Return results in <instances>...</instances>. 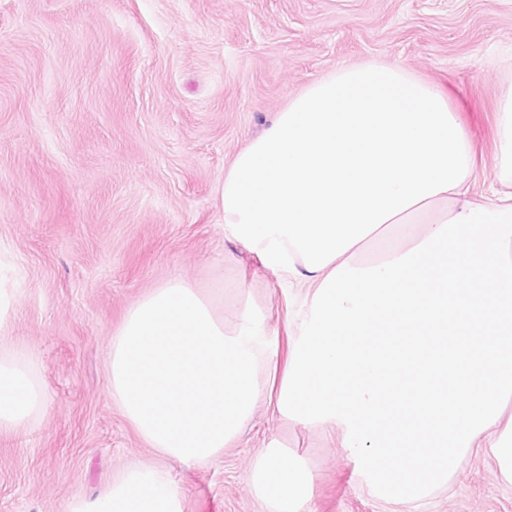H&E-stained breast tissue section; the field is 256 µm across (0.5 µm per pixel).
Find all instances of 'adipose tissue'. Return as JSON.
Listing matches in <instances>:
<instances>
[{
  "label": "adipose tissue",
  "instance_id": "1",
  "mask_svg": "<svg viewBox=\"0 0 512 512\" xmlns=\"http://www.w3.org/2000/svg\"><path fill=\"white\" fill-rule=\"evenodd\" d=\"M47 405L34 360L1 346L0 433L22 431ZM313 481L308 461L274 442L260 453L249 489L266 502L269 512H310ZM68 512H183V507L169 472L150 465L123 470L95 499L73 498Z\"/></svg>",
  "mask_w": 512,
  "mask_h": 512
}]
</instances>
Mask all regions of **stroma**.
I'll return each mask as SVG.
<instances>
[{"label":"stroma","instance_id":"stroma-1","mask_svg":"<svg viewBox=\"0 0 512 512\" xmlns=\"http://www.w3.org/2000/svg\"><path fill=\"white\" fill-rule=\"evenodd\" d=\"M439 84L496 188V101L512 81V0H0V254L14 266L6 343L36 360L44 414L0 434V512H67L156 462L113 403L107 356L126 311L179 278L250 289L291 352L297 286L224 236L234 157L313 82L360 63ZM307 458L311 512H512V484L470 456L446 488L395 506L336 440L259 400L205 467L170 463L184 512H265L248 484L270 442Z\"/></svg>","mask_w":512,"mask_h":512}]
</instances>
